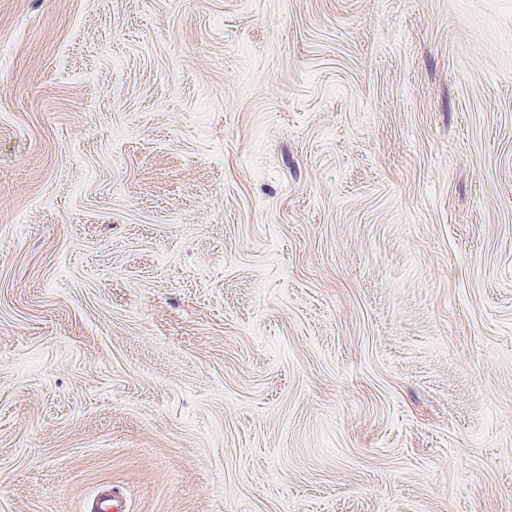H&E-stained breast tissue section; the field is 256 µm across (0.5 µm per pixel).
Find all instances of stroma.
<instances>
[{
  "label": "stroma",
  "instance_id": "35a3bbf8",
  "mask_svg": "<svg viewBox=\"0 0 512 512\" xmlns=\"http://www.w3.org/2000/svg\"><path fill=\"white\" fill-rule=\"evenodd\" d=\"M512 512V0H0V512Z\"/></svg>",
  "mask_w": 512,
  "mask_h": 512
}]
</instances>
